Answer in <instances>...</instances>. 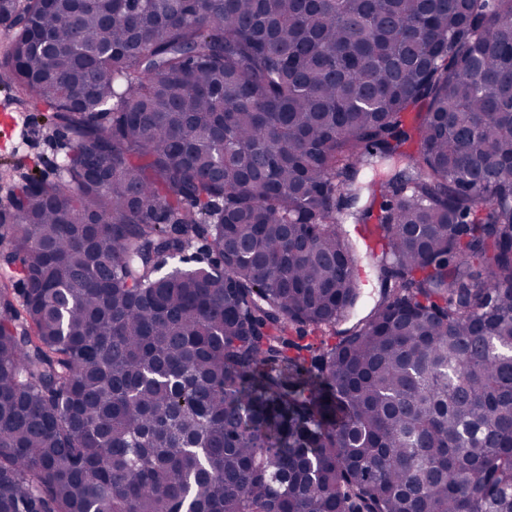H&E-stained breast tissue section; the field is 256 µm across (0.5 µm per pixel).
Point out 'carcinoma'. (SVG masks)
Listing matches in <instances>:
<instances>
[{
  "label": "carcinoma",
  "mask_w": 512,
  "mask_h": 512,
  "mask_svg": "<svg viewBox=\"0 0 512 512\" xmlns=\"http://www.w3.org/2000/svg\"><path fill=\"white\" fill-rule=\"evenodd\" d=\"M0 23L72 142L0 207V512H512V0ZM339 221L344 224V227L350 232L353 240L357 242V267L359 273L360 283V298L356 305L353 315L341 320L337 324V328H343L347 326L353 320L365 316L369 310L374 306L379 292V282L377 280V273L375 265L377 258L372 256L371 250L366 247L361 241L356 239L354 228L356 223L354 222L353 216L350 214L339 217Z\"/></svg>",
  "instance_id": "carcinoma-1"
}]
</instances>
